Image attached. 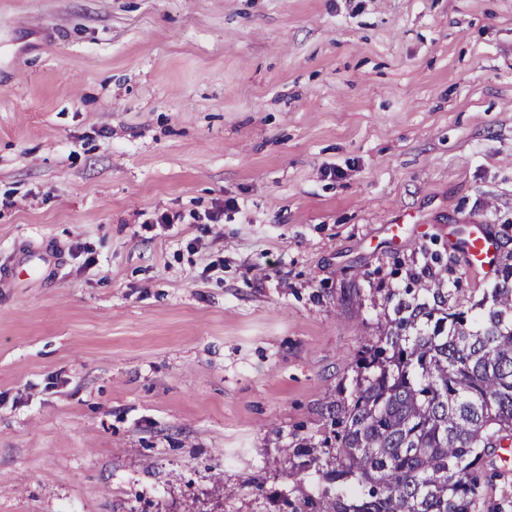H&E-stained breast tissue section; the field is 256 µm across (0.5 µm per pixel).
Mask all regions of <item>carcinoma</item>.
Instances as JSON below:
<instances>
[{
    "label": "carcinoma",
    "mask_w": 512,
    "mask_h": 512,
    "mask_svg": "<svg viewBox=\"0 0 512 512\" xmlns=\"http://www.w3.org/2000/svg\"><path fill=\"white\" fill-rule=\"evenodd\" d=\"M450 295L441 276L422 297L392 294L324 438L286 448L315 486L287 512H488L487 466L512 447V254L470 308Z\"/></svg>",
    "instance_id": "carcinoma-1"
}]
</instances>
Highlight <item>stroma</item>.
Here are the masks:
<instances>
[{
	"instance_id": "obj_1",
	"label": "stroma",
	"mask_w": 512,
	"mask_h": 512,
	"mask_svg": "<svg viewBox=\"0 0 512 512\" xmlns=\"http://www.w3.org/2000/svg\"><path fill=\"white\" fill-rule=\"evenodd\" d=\"M476 220L512 0H0V512H276L389 291L494 284ZM486 225L482 221L470 224L468 237L461 243L470 269L478 273L491 272L498 256L497 244L489 235Z\"/></svg>"
}]
</instances>
